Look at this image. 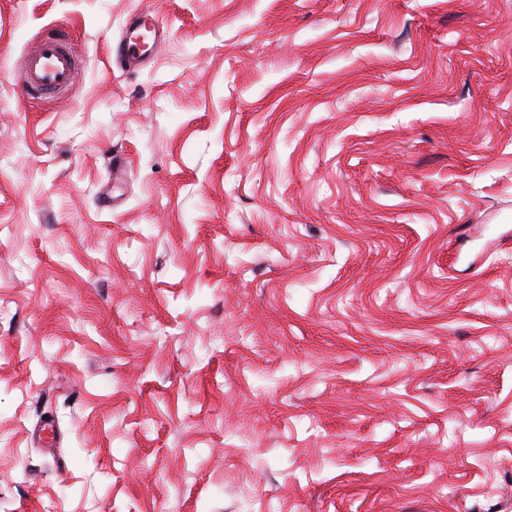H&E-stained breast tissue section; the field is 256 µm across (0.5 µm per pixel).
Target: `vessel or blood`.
<instances>
[{"instance_id": "obj_1", "label": "vessel or blood", "mask_w": 512, "mask_h": 512, "mask_svg": "<svg viewBox=\"0 0 512 512\" xmlns=\"http://www.w3.org/2000/svg\"><path fill=\"white\" fill-rule=\"evenodd\" d=\"M142 32L153 40L162 33L158 20L146 11L133 15L125 37L116 47L114 59L119 66L135 69L150 63L148 49L137 40ZM78 71L79 61L72 52L70 39L61 32H50L26 52L17 82L18 96L25 102L57 96L74 84Z\"/></svg>"}]
</instances>
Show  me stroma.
Returning <instances> with one entry per match:
<instances>
[{"label": "stroma", "instance_id": "stroma-1", "mask_svg": "<svg viewBox=\"0 0 512 512\" xmlns=\"http://www.w3.org/2000/svg\"><path fill=\"white\" fill-rule=\"evenodd\" d=\"M1 306L0 512H512V0H0ZM142 32L147 33L152 42L162 33L158 20L146 11H138L132 16L126 36L119 41L115 54L113 53V58L120 67L130 70L150 63V47L144 48L136 38ZM70 45L65 34L53 31L26 52L17 82V93L22 101H43L65 92L74 84L79 61Z\"/></svg>", "mask_w": 512, "mask_h": 512}]
</instances>
